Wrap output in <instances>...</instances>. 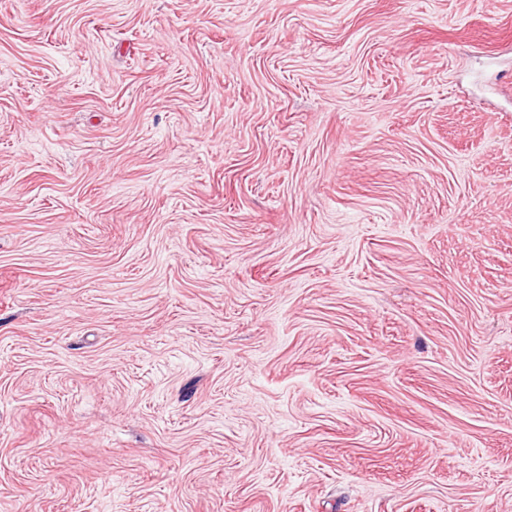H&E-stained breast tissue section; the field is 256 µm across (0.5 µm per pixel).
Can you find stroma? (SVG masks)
Listing matches in <instances>:
<instances>
[{
	"instance_id": "35a3bbf8",
	"label": "stroma",
	"mask_w": 512,
	"mask_h": 512,
	"mask_svg": "<svg viewBox=\"0 0 512 512\" xmlns=\"http://www.w3.org/2000/svg\"><path fill=\"white\" fill-rule=\"evenodd\" d=\"M0 512H512V0H0Z\"/></svg>"
}]
</instances>
